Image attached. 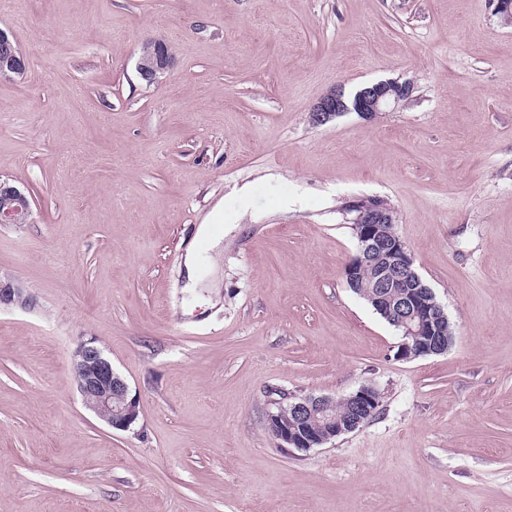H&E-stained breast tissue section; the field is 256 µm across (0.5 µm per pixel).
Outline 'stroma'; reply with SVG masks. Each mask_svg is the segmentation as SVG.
<instances>
[{
    "label": "stroma",
    "mask_w": 512,
    "mask_h": 512,
    "mask_svg": "<svg viewBox=\"0 0 512 512\" xmlns=\"http://www.w3.org/2000/svg\"><path fill=\"white\" fill-rule=\"evenodd\" d=\"M28 57L0 78V512H512V24L491 0H13ZM170 75L146 85L145 42ZM413 84L365 120L313 124L336 86ZM387 201L444 305L441 355L347 287L344 205ZM223 203L221 286L184 257ZM97 337L140 401L109 430L71 373ZM371 385L381 412L279 448L280 393ZM174 54L163 40L149 41L142 47L137 63V72L147 84L156 83L162 75L170 73ZM30 216L31 205L27 195L0 181V223L26 224ZM35 304L33 296L25 288L16 284L11 276L0 273V309L6 307L31 310Z\"/></svg>",
    "instance_id": "1"
}]
</instances>
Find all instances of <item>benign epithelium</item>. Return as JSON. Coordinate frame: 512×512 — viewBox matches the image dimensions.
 I'll return each instance as SVG.
<instances>
[{"label":"benign epithelium","instance_id":"1","mask_svg":"<svg viewBox=\"0 0 512 512\" xmlns=\"http://www.w3.org/2000/svg\"><path fill=\"white\" fill-rule=\"evenodd\" d=\"M173 63L170 45L153 40L142 47L137 72L150 85L170 73ZM27 68V58L13 37L0 29V77L21 78ZM413 92V84L407 81L387 80L365 85L348 97L339 85L310 108L311 120L323 125L351 111L371 120L381 112L394 110ZM351 213L357 235L355 252L344 267L346 284L351 286L358 280L373 256L385 255L389 266L372 280L370 298L375 310L396 327V356L408 360L447 352L449 318L444 306L417 272L411 251L397 232L380 236V225L397 223L394 209L377 200L358 199L353 201ZM30 216L27 195L0 181V223L26 224ZM34 306L35 300L26 289L12 277L0 274V308L31 310ZM72 375L88 410L112 430L134 429L140 415L139 399L131 395L126 380L114 371L98 339L90 337L77 345L72 353ZM347 400L356 417L341 421L330 412L331 396L284 395L278 409L288 410L294 422L288 425L280 420V414L272 412L268 426L280 447L307 452L358 429L362 416L379 410L382 396L375 387L362 385Z\"/></svg>","mask_w":512,"mask_h":512}]
</instances>
